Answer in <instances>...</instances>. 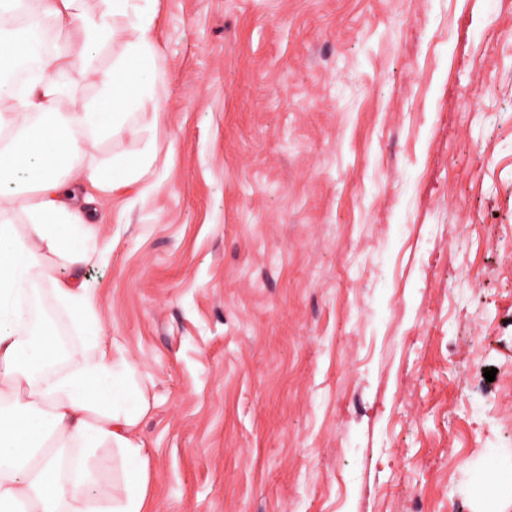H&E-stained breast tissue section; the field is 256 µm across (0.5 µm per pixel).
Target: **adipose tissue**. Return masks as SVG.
Listing matches in <instances>:
<instances>
[{"label": "adipose tissue", "instance_id": "ef3b65f1", "mask_svg": "<svg viewBox=\"0 0 512 512\" xmlns=\"http://www.w3.org/2000/svg\"><path fill=\"white\" fill-rule=\"evenodd\" d=\"M0 0V512H145L147 450L135 431L146 409L137 370L108 345L96 315L95 288L80 266L97 230L83 217V184L112 191L139 181L154 161L103 158L99 144L133 130L146 107H158L167 75L151 36L154 0ZM55 18L51 51L36 55L42 32L7 27L16 18ZM83 38L82 64L98 95L71 94L70 26ZM125 51L111 68L96 64L115 40ZM21 221H14V212ZM55 255L72 268L54 276ZM42 284L78 333L84 352L61 347L55 327L24 319L26 287ZM121 463L123 491L98 493L100 448Z\"/></svg>", "mask_w": 512, "mask_h": 512}]
</instances>
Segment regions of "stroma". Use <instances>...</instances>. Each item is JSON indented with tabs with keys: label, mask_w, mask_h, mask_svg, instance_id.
<instances>
[{
	"label": "stroma",
	"mask_w": 512,
	"mask_h": 512,
	"mask_svg": "<svg viewBox=\"0 0 512 512\" xmlns=\"http://www.w3.org/2000/svg\"><path fill=\"white\" fill-rule=\"evenodd\" d=\"M152 37L100 153L156 158L85 269L147 512H512V0H157Z\"/></svg>",
	"instance_id": "stroma-1"
}]
</instances>
